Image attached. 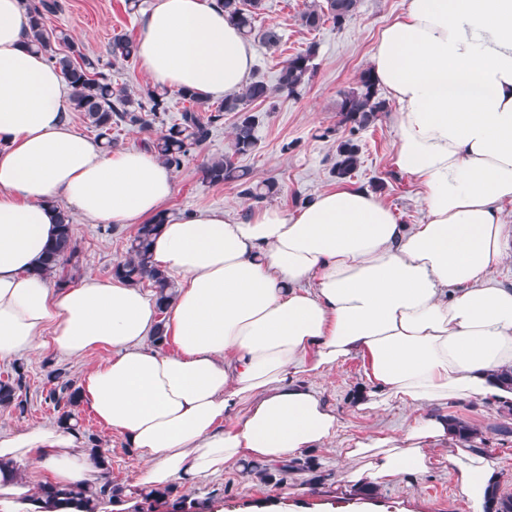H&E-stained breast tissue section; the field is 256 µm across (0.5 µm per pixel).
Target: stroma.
<instances>
[{"mask_svg": "<svg viewBox=\"0 0 512 512\" xmlns=\"http://www.w3.org/2000/svg\"><path fill=\"white\" fill-rule=\"evenodd\" d=\"M155 0H140L139 10L128 13L125 0H56L57 11L49 25L65 29L89 54L101 57L103 70L113 82L140 92L149 84L137 61L113 60L108 44L113 34L140 35V14ZM311 0H264L263 15L257 29L276 28L282 37L279 46L270 47L252 40L254 62L251 76L276 84L278 73L288 55L316 44L314 72L299 95H280L274 105L257 108L258 145L251 154L238 157V165L249 169L253 181L275 180L277 196L269 204L294 210L316 194L340 184L376 193L393 210L399 223L412 225L424 220L421 187L414 179L392 164L395 131L392 113L381 114L369 128L353 133L339 125L336 101L341 91L354 87L360 72L371 65V54L382 30L406 9L408 0H360L356 14L340 28L325 23L318 30L301 27L298 18ZM233 115H225L209 140L196 151L194 159L175 173V190L163 210L175 216L186 210L225 209L232 216L245 219L257 209L256 203L239 194L235 185L213 186L204 182L198 171L200 160L220 158L231 151ZM355 136L361 146L360 166L346 182H339L332 172L336 146L340 140ZM74 236L79 247V262L72 270L74 279L93 274L111 275V268L126 259L135 225L106 227L81 214H73ZM99 349L79 359L67 358L41 349L23 357L27 404L24 409L0 407V430L18 431L34 425L56 423L57 414L45 400L50 369L66 372L73 381H81L85 371L109 357ZM364 383L361 359L342 363L329 382L321 386L326 403L340 418L338 435L328 445L305 453L291 471L268 466L267 480L243 479L234 469L190 488L191 499L211 503L220 512H248L250 505L270 499L304 501L312 512L320 503H345L348 490L336 480V468L344 464L342 450L350 439L378 432L398 431L406 412L403 408L375 414L358 409L357 395ZM445 413L468 421L477 430L474 442L496 463L501 497L512 499V409L495 404L453 401ZM81 435L93 434L109 462L113 484L133 487L138 465L132 448L119 433L102 428L84 407L75 410ZM444 450L433 451L430 469L385 488L362 490V497L375 499L388 512H468L459 495L455 477L448 470Z\"/></svg>", "mask_w": 512, "mask_h": 512, "instance_id": "1", "label": "stroma"}]
</instances>
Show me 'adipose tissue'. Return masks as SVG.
Listing matches in <instances>:
<instances>
[{
	"label": "adipose tissue",
	"mask_w": 512,
	"mask_h": 512,
	"mask_svg": "<svg viewBox=\"0 0 512 512\" xmlns=\"http://www.w3.org/2000/svg\"><path fill=\"white\" fill-rule=\"evenodd\" d=\"M140 69L201 100L236 92L253 51L218 0H156L143 14ZM24 0H0V359L48 348L111 350L80 400L136 451L135 490L162 491L324 447L339 429L317 380L361 358L359 409L408 415L397 434L350 440L337 479L388 486L445 447L470 512H486L494 466L452 441L451 401L512 406V0H409L371 56L393 104V163L422 186L423 223H397L372 192L339 187L296 211L239 220L188 210L161 225L157 266L179 275L166 312L141 289L86 275L51 287L37 269L57 233L55 203L104 224L153 219L174 174L146 149L112 152L66 120L62 75L29 44ZM173 350L147 346L156 325ZM30 472H17L19 463ZM101 467L66 426L0 431V512H41L43 484L88 487Z\"/></svg>",
	"instance_id": "ef3b65f1"
}]
</instances>
